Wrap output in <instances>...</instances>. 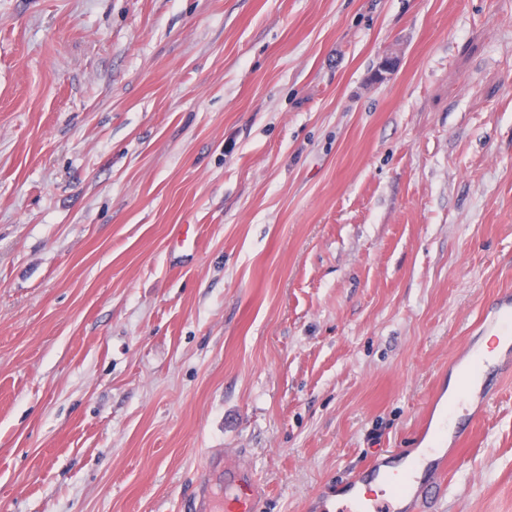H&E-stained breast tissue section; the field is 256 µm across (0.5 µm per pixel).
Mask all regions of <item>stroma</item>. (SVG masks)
<instances>
[{
	"instance_id": "obj_1",
	"label": "stroma",
	"mask_w": 512,
	"mask_h": 512,
	"mask_svg": "<svg viewBox=\"0 0 512 512\" xmlns=\"http://www.w3.org/2000/svg\"><path fill=\"white\" fill-rule=\"evenodd\" d=\"M504 292L512 0H0V512H320ZM485 385L433 512H512ZM224 510L227 512H252L259 491L251 476H239L226 481Z\"/></svg>"
}]
</instances>
